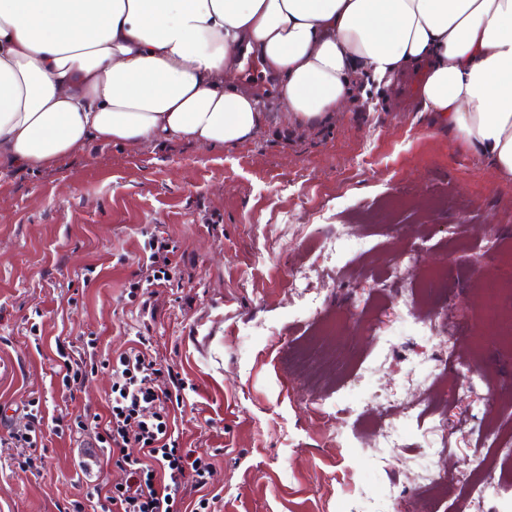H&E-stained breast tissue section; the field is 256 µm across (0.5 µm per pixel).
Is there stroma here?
I'll list each match as a JSON object with an SVG mask.
<instances>
[{
    "label": "stroma",
    "instance_id": "stroma-1",
    "mask_svg": "<svg viewBox=\"0 0 512 512\" xmlns=\"http://www.w3.org/2000/svg\"><path fill=\"white\" fill-rule=\"evenodd\" d=\"M359 81L369 111L348 99L312 130L276 122L224 149L92 142L0 175V437L29 393L61 404L56 344L93 334L111 356L145 328L184 381L183 446L213 455L214 512H507L462 489L489 462L512 485V453L482 445L512 429V351L477 290L512 237V179ZM155 235L179 271L147 321L129 290ZM470 372L486 386L443 406L435 375ZM88 447L58 441L33 472L0 447V512H57L89 481L121 482L83 469Z\"/></svg>",
    "mask_w": 512,
    "mask_h": 512
}]
</instances>
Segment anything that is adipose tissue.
Listing matches in <instances>:
<instances>
[{"label":"adipose tissue","mask_w":512,"mask_h":512,"mask_svg":"<svg viewBox=\"0 0 512 512\" xmlns=\"http://www.w3.org/2000/svg\"><path fill=\"white\" fill-rule=\"evenodd\" d=\"M259 57L276 119L313 128L350 67L422 66L424 111L512 178V0H0V174L89 142L238 145L267 127L236 83Z\"/></svg>","instance_id":"obj_1"}]
</instances>
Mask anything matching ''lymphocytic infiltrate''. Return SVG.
<instances>
[{"label": "lymphocytic infiltrate", "instance_id": "f902f5d3", "mask_svg": "<svg viewBox=\"0 0 512 512\" xmlns=\"http://www.w3.org/2000/svg\"><path fill=\"white\" fill-rule=\"evenodd\" d=\"M149 255L138 268L140 279L133 290L141 294V309L152 312V286L169 281L175 269L174 252L165 238L148 242ZM55 372L63 392L75 394L96 368L109 369L112 387L105 412H60L46 417L42 400L29 397L23 406L26 423L9 429L0 447L14 449L11 462L21 470L42 466V451L54 440L93 432L103 462L119 468L124 480L116 486L93 485L75 512H179L191 492H198L191 512H210L211 501L203 490L212 474V456L181 447L176 423L186 401L177 372L161 368L145 338L116 358L97 361V341L88 338L82 347L59 351Z\"/></svg>", "mask_w": 512, "mask_h": 512}]
</instances>
